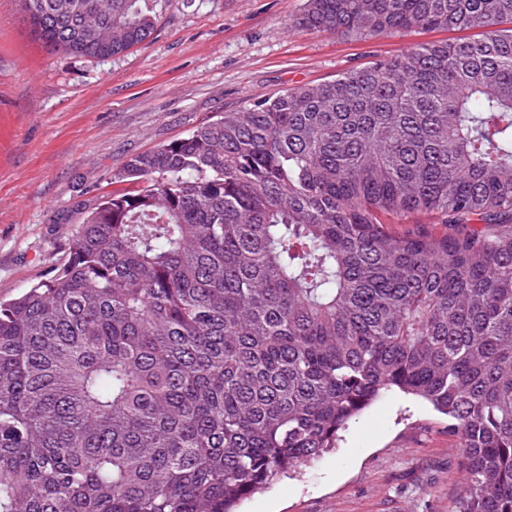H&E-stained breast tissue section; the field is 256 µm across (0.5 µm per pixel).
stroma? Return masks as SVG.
Wrapping results in <instances>:
<instances>
[{
	"mask_svg": "<svg viewBox=\"0 0 512 512\" xmlns=\"http://www.w3.org/2000/svg\"><path fill=\"white\" fill-rule=\"evenodd\" d=\"M304 3L155 0L150 39L98 59L48 50L19 0H0V297L51 277L86 211L125 190L117 175L133 155L220 112L452 37L308 30L296 23ZM461 464L447 417L395 389L237 512H456Z\"/></svg>",
	"mask_w": 512,
	"mask_h": 512,
	"instance_id": "35a3bbf8",
	"label": "stroma"
}]
</instances>
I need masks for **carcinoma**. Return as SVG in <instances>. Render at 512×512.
Returning a JSON list of instances; mask_svg holds the SVG:
<instances>
[{"label": "carcinoma", "instance_id": "cac0c4a2", "mask_svg": "<svg viewBox=\"0 0 512 512\" xmlns=\"http://www.w3.org/2000/svg\"><path fill=\"white\" fill-rule=\"evenodd\" d=\"M48 47L150 0H23ZM360 39L479 30L132 156L53 277L0 302V512H233L397 389L447 416L461 512H512V0H306Z\"/></svg>", "mask_w": 512, "mask_h": 512}]
</instances>
